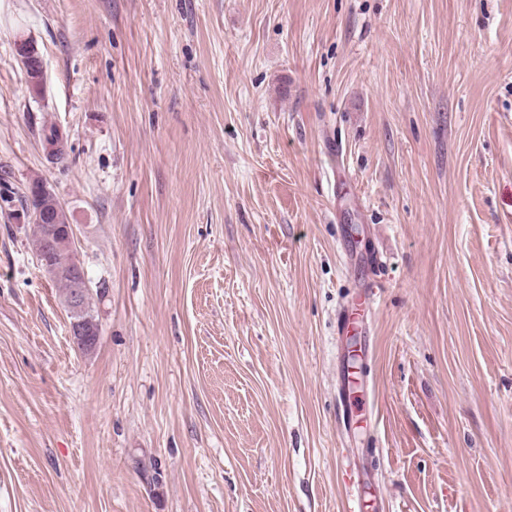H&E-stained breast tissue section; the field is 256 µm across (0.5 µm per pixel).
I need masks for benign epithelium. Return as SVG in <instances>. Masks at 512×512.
Masks as SVG:
<instances>
[{
	"instance_id": "1",
	"label": "benign epithelium",
	"mask_w": 512,
	"mask_h": 512,
	"mask_svg": "<svg viewBox=\"0 0 512 512\" xmlns=\"http://www.w3.org/2000/svg\"><path fill=\"white\" fill-rule=\"evenodd\" d=\"M16 53L25 69L32 91L39 90L44 70L40 56L33 50L31 44L25 39L15 41ZM46 249L40 257V264L48 265L61 263V269L73 280L74 290L66 301L71 313L79 316L84 312L86 295V279L84 270L75 254L74 228L71 224H45L43 225ZM70 337L75 346L88 354L97 346L99 336L90 335V331L83 326V320H73L69 327Z\"/></svg>"
}]
</instances>
